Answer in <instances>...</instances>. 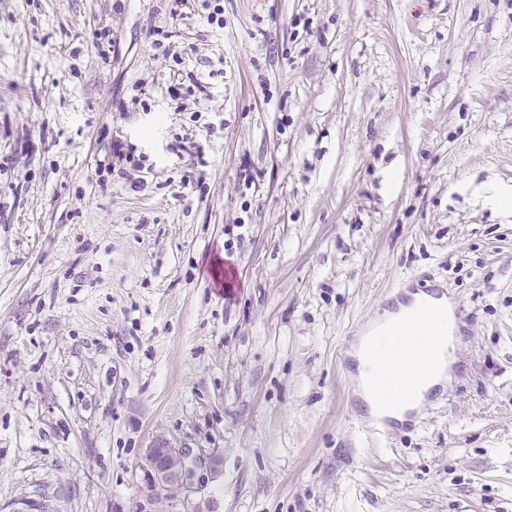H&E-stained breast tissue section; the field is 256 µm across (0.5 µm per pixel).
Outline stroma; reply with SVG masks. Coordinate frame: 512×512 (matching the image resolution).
<instances>
[{"label":"stroma","instance_id":"stroma-1","mask_svg":"<svg viewBox=\"0 0 512 512\" xmlns=\"http://www.w3.org/2000/svg\"><path fill=\"white\" fill-rule=\"evenodd\" d=\"M223 5L0 0V512H512V0ZM429 279L465 335L374 434L341 349ZM159 439L218 451L176 507ZM147 158L143 155H135V149L130 147L128 144L122 143L120 140L114 139L112 140V156L110 160L108 159V163L105 161H99L96 168V174L98 177L100 176L101 171L108 174L109 172L113 173L118 166L117 172L119 175L124 176L126 179L133 180V187L140 189L141 186H144V182L137 179H142L141 176L137 175L135 172L142 173L146 168L145 162ZM104 162V163H103ZM128 167H124V166ZM151 164L146 168L147 170H151Z\"/></svg>","mask_w":512,"mask_h":512}]
</instances>
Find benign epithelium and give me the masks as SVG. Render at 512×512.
Listing matches in <instances>:
<instances>
[{"instance_id":"benign-epithelium-1","label":"benign epithelium","mask_w":512,"mask_h":512,"mask_svg":"<svg viewBox=\"0 0 512 512\" xmlns=\"http://www.w3.org/2000/svg\"><path fill=\"white\" fill-rule=\"evenodd\" d=\"M195 463L189 451L166 441L151 444L144 453V466L152 485L177 498L192 488Z\"/></svg>"}]
</instances>
